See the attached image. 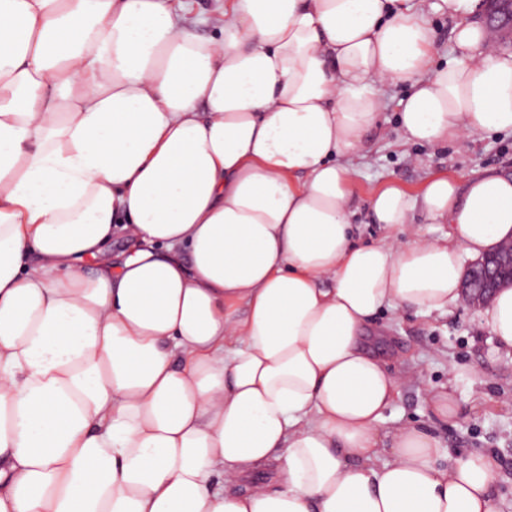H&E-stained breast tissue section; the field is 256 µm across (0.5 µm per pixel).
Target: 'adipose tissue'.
I'll list each match as a JSON object with an SVG mask.
<instances>
[{
	"mask_svg": "<svg viewBox=\"0 0 512 512\" xmlns=\"http://www.w3.org/2000/svg\"><path fill=\"white\" fill-rule=\"evenodd\" d=\"M479 2L441 0L437 66L412 0H224L211 37L173 0H0V512H497L493 454L431 430L451 389L383 428L421 374L370 332L462 305L512 176L361 204L344 162L399 82L404 143L512 131ZM480 317L512 349V286ZM414 2L417 7L424 8L426 11L430 13L428 15V18L432 26L436 29L440 41L438 45V54L440 56L435 58L434 63L443 62L444 58H442L441 56L446 57L447 51L448 58L454 55L455 53L452 47V43L448 39V29L450 26L448 16L440 13H435L431 10V5L440 2L439 0H416ZM356 226V241L357 242H371L382 238L385 234L384 229L379 224L371 223L368 217L366 207L360 206V209L355 217ZM424 386L404 383L393 406L385 412L383 426L387 429L406 422H427Z\"/></svg>",
	"mask_w": 512,
	"mask_h": 512,
	"instance_id": "adipose-tissue-1",
	"label": "adipose tissue"
}]
</instances>
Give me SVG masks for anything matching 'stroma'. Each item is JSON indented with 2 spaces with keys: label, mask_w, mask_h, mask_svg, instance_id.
Returning a JSON list of instances; mask_svg holds the SVG:
<instances>
[{
  "label": "stroma",
  "mask_w": 512,
  "mask_h": 512,
  "mask_svg": "<svg viewBox=\"0 0 512 512\" xmlns=\"http://www.w3.org/2000/svg\"><path fill=\"white\" fill-rule=\"evenodd\" d=\"M404 94L400 85L385 89L367 149L352 160L359 197L388 181L414 194L434 174L462 182L489 170L512 174L511 132L485 134L463 146L400 144L398 101ZM374 326L384 336L391 369L402 373L416 367L425 377L421 387L403 384L384 415L385 428L426 422V389L451 386L458 414L432 430L450 454L487 450L495 455L497 510L512 512V350L498 348L478 312L464 306L444 315L380 314Z\"/></svg>",
  "instance_id": "1"
}]
</instances>
